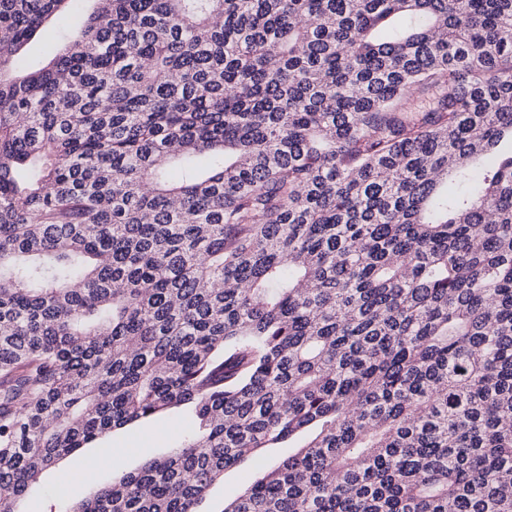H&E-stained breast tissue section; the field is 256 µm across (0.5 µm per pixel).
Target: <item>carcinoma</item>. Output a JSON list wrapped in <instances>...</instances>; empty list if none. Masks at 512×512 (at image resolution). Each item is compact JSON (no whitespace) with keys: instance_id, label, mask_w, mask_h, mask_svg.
Here are the masks:
<instances>
[{"instance_id":"cac0c4a2","label":"carcinoma","mask_w":512,"mask_h":512,"mask_svg":"<svg viewBox=\"0 0 512 512\" xmlns=\"http://www.w3.org/2000/svg\"><path fill=\"white\" fill-rule=\"evenodd\" d=\"M182 406L47 512H512V0H0V512ZM61 26L57 21H48L29 45V54L44 61L53 49L60 48ZM190 419L185 409H174L157 419L138 421L123 428L113 429L105 436L82 448L76 459L67 458L44 475L43 483L50 487L58 482L60 471L72 474L66 485L72 499L93 496L106 483L112 482L122 472L134 471L146 460L168 453L178 445V436L189 427ZM103 448H112L120 466L100 464L97 470L87 475L82 467V458L99 456ZM253 471V463L249 460L239 464L224 474V484L216 487L202 505L203 511L218 512L224 508V498L238 493L247 484Z\"/></svg>"}]
</instances>
